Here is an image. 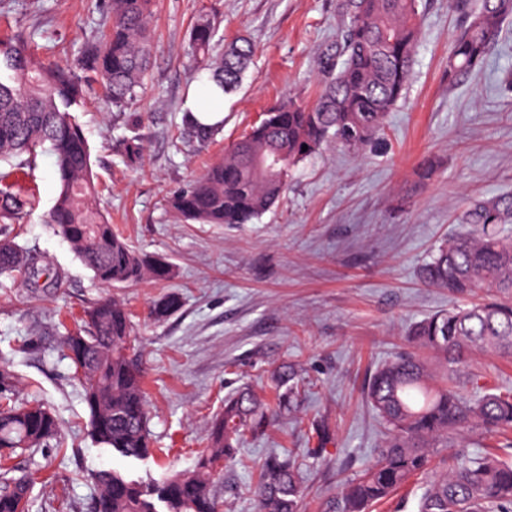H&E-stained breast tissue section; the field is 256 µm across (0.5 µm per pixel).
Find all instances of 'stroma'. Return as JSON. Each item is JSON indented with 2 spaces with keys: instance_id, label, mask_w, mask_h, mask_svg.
Masks as SVG:
<instances>
[{
  "instance_id": "obj_1",
  "label": "stroma",
  "mask_w": 512,
  "mask_h": 512,
  "mask_svg": "<svg viewBox=\"0 0 512 512\" xmlns=\"http://www.w3.org/2000/svg\"><path fill=\"white\" fill-rule=\"evenodd\" d=\"M104 2L0 0V35L25 31L41 56L74 67L86 38L105 24ZM340 4L155 0L152 65L131 113L117 111L99 89L77 107L96 160V207L135 249L169 260L172 280L100 285L45 222L59 191L52 157L40 156L31 169L0 166L35 196L8 238L35 249L40 267L59 275L34 288L23 276L0 280V361L15 376L11 397L43 404L60 426L59 442L0 451V468L31 484L29 512H91L92 476L101 470L146 483L191 472L225 397L248 386L275 402L268 371L284 362L301 369L305 385L291 412L262 434L242 436L236 462L214 485L221 512H257L249 489L261 464L276 449L309 447L316 424L328 425L334 440L319 462L301 468L306 512H322L372 460L381 434L363 397L366 374L406 350L412 323L457 304L447 290L421 283V264L458 230L469 201L512 193V92L500 83L512 72V18L482 63L452 80L448 54L464 15L448 0H422L408 89L364 152L324 145L294 169L285 197L250 224H194L167 204L268 108L316 98V59L339 34ZM203 16L221 39L249 38L256 54L241 87L224 98L221 133L187 148L178 128L197 85L189 33ZM132 113L141 117L144 143L134 171L119 147ZM428 155L436 170L422 183L415 168ZM169 293L178 308L154 320L153 303ZM109 295L130 314L137 338L130 356L145 372L157 447L145 459L94 441L83 390L57 349L63 327Z\"/></svg>"
}]
</instances>
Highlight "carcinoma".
Segmentation results:
<instances>
[{"label": "carcinoma", "mask_w": 512, "mask_h": 512, "mask_svg": "<svg viewBox=\"0 0 512 512\" xmlns=\"http://www.w3.org/2000/svg\"><path fill=\"white\" fill-rule=\"evenodd\" d=\"M152 6L153 0H112L110 24L86 41L77 71L41 61L20 33L0 40V68L9 71L0 78V164L24 155L31 165L38 150L50 152L59 193L46 223L106 287L173 276L168 261L135 250L93 207L94 162L74 114L89 83L100 84L119 111L137 99L150 59ZM418 6L419 0H342L341 32L318 56L322 88L316 101L288 99L271 107L224 150L222 160L175 193L169 208L197 224H250L283 197L291 169L324 144L364 151L407 89L418 48ZM511 17L512 0H482L453 42L448 80L480 63ZM215 36L214 23L199 19L189 36L191 56L196 70L207 74L202 85L228 94L242 82L254 47L235 41L216 55ZM222 128L200 123L187 109L179 139L202 146ZM121 145L125 166L139 167V134L123 137ZM4 178L0 173L1 226L19 223L32 205L30 195ZM509 223L512 194L475 199L461 229L421 267L425 285L446 288L464 304L417 322L407 335L410 350L370 372L363 393L384 440L371 464L346 481L323 512H368L422 473L429 477L416 512H512V461L478 450L477 443L499 435L503 447L512 446V391L490 385L471 363L472 355L484 352L512 358V236L504 232ZM36 260L14 241L0 242L1 278L35 269ZM177 307L178 297L167 295L152 314L164 319ZM134 342L125 304L112 297L87 307L80 325L60 337L59 348L83 387L97 443L147 457L154 448L143 379L129 355ZM13 380L0 364V448H41L57 438V420L44 406L11 402L5 393ZM271 380L281 390L274 410L247 387L224 399L192 472L151 487L114 470L96 473L95 512H154L155 498L169 512H203L205 505L218 512L213 483L221 464L235 459L245 431L261 433L273 415L290 411L302 383L288 363L276 367ZM316 438L317 447L305 449V458L314 461L330 443L324 428L316 429ZM0 483V512H29L23 481L5 470ZM253 495L259 512H300L304 495L296 456L266 458Z\"/></svg>", "instance_id": "carcinoma-1"}]
</instances>
